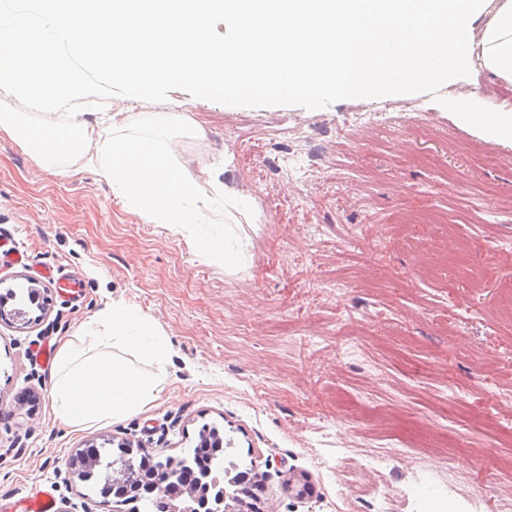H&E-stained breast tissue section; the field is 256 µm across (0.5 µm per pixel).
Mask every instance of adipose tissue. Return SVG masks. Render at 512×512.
Listing matches in <instances>:
<instances>
[{"mask_svg": "<svg viewBox=\"0 0 512 512\" xmlns=\"http://www.w3.org/2000/svg\"><path fill=\"white\" fill-rule=\"evenodd\" d=\"M477 94L456 100L458 120L489 140L512 147V110L491 113L481 123ZM168 341L156 323L124 301L82 325L57 355L50 390L54 414L82 429L138 413L168 378Z\"/></svg>", "mask_w": 512, "mask_h": 512, "instance_id": "ef3b65f1", "label": "adipose tissue"}]
</instances>
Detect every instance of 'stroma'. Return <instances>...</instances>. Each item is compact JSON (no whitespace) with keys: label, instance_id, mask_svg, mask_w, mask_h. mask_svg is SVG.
Wrapping results in <instances>:
<instances>
[{"label":"stroma","instance_id":"obj_1","mask_svg":"<svg viewBox=\"0 0 512 512\" xmlns=\"http://www.w3.org/2000/svg\"><path fill=\"white\" fill-rule=\"evenodd\" d=\"M479 92L512 107V83L482 67L433 93L347 98L327 107L227 106L174 90L163 103L112 98L113 111L167 112L194 128L171 151L196 187L228 181L256 204L236 225L246 260L225 270L187 231L155 224L79 157L57 175L0 134V293L38 288L39 322L0 321V512L43 488L54 512H116L68 459L86 444L131 441L186 455L203 425L224 460L251 468V512H360L361 488L386 512H483L512 500V147L458 124L452 104ZM290 137L269 139L272 128ZM486 150L495 164L482 163ZM230 158L222 166V158ZM467 250L486 266L474 287ZM56 277H76L78 295ZM120 299L170 343L165 389L141 412L79 430L51 409L60 348ZM311 488L299 492L298 473Z\"/></svg>","mask_w":512,"mask_h":512}]
</instances>
